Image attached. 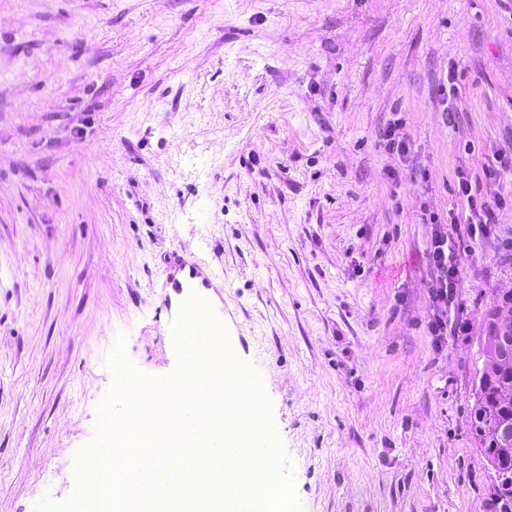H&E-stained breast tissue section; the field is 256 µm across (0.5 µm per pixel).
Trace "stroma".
<instances>
[{"label":"stroma","mask_w":512,"mask_h":512,"mask_svg":"<svg viewBox=\"0 0 512 512\" xmlns=\"http://www.w3.org/2000/svg\"><path fill=\"white\" fill-rule=\"evenodd\" d=\"M511 153L512 0H0V512L73 500L114 352L178 372L177 254L224 275L301 512H491L470 412ZM432 264L437 273L436 286L433 288L432 298L435 302L448 306V296L453 289L455 267L452 263L451 249L448 247V236L440 230L435 232L431 245Z\"/></svg>","instance_id":"stroma-1"}]
</instances>
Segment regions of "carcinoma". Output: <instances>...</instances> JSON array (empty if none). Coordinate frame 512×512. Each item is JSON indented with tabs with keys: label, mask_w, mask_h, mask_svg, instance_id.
Returning a JSON list of instances; mask_svg holds the SVG:
<instances>
[{
	"label": "carcinoma",
	"mask_w": 512,
	"mask_h": 512,
	"mask_svg": "<svg viewBox=\"0 0 512 512\" xmlns=\"http://www.w3.org/2000/svg\"><path fill=\"white\" fill-rule=\"evenodd\" d=\"M472 415V434L484 457H489L491 449L508 444L499 428L512 418V367L477 383Z\"/></svg>",
	"instance_id": "cac0c4a2"
}]
</instances>
